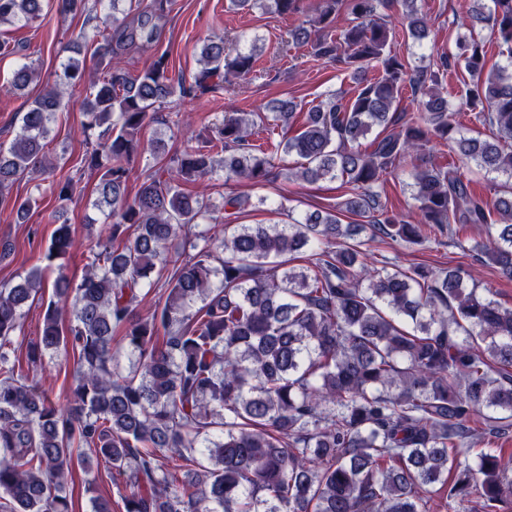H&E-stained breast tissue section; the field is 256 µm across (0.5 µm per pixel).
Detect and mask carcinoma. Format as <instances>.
I'll list each match as a JSON object with an SVG mask.
<instances>
[{
	"instance_id": "cac0c4a2",
	"label": "carcinoma",
	"mask_w": 512,
	"mask_h": 512,
	"mask_svg": "<svg viewBox=\"0 0 512 512\" xmlns=\"http://www.w3.org/2000/svg\"><path fill=\"white\" fill-rule=\"evenodd\" d=\"M44 2L0 0V24L28 26ZM417 2L314 0L288 42L338 65L353 95L330 93L307 112L288 98L226 113L205 144L172 153L161 140L145 141L143 130L174 97L220 93L230 78L251 74L256 47L230 53L226 38L211 40L189 79L169 76L166 53L133 72L124 59L161 41L172 0H57L61 13L85 21L54 83L22 108L10 145L0 144V203L19 219L36 205L5 192L28 172L54 168L45 151L50 123L63 90L82 83L79 55L89 52L105 70L81 103L84 134L100 129L83 166L99 175L94 206L108 224L82 278L54 281L56 299L26 353L34 367L71 347L77 367L66 405L29 381L12 347L24 307L44 288L41 269L0 289V512H73L65 481L94 459L122 478L125 512H430L450 501L459 512L512 508V454L480 447L485 435L512 428V307L461 266L364 262L361 234H380L393 246L484 256L512 279V0L473 10L469 33L425 66L393 52L387 14L402 6V32L421 40L428 19ZM229 3L301 11L300 0ZM478 27L489 28L506 64L487 66ZM459 70L468 75L461 105L486 135L459 129L447 85ZM33 75L20 66L8 92ZM405 86L421 94V113L408 120L393 110ZM260 131L279 140L252 143ZM437 144L451 161L429 159ZM146 152L153 170L131 197L130 174ZM290 154L301 160L295 176L338 179L351 197L288 224H227L222 239L199 229L250 197L226 191L218 206L182 185L219 166L224 185L262 188L279 175L275 159ZM413 159L422 161L414 224L379 192L385 175ZM474 166L503 178L493 200L475 189ZM73 191L71 178L53 184L60 206L48 222L60 220ZM349 214L366 223H342ZM476 224L486 238L470 241L464 230ZM71 245L70 225H58L46 266L63 269ZM156 271L167 272L168 294L142 317L135 302ZM123 352L134 359L125 375L116 372Z\"/></svg>"
}]
</instances>
